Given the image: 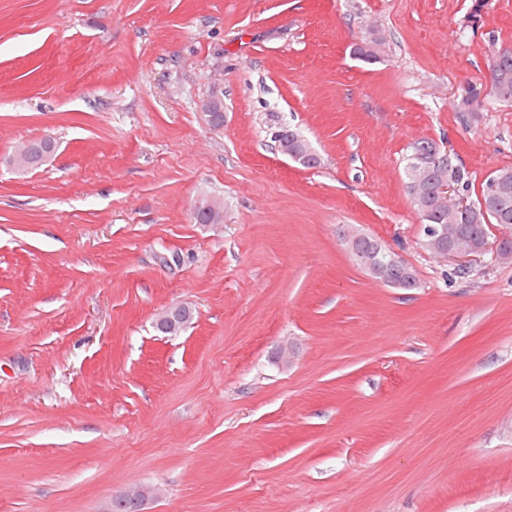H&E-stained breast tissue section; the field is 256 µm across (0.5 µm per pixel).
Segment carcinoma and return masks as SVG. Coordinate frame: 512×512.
<instances>
[{
	"label": "carcinoma",
	"instance_id": "1",
	"mask_svg": "<svg viewBox=\"0 0 512 512\" xmlns=\"http://www.w3.org/2000/svg\"><path fill=\"white\" fill-rule=\"evenodd\" d=\"M378 37L365 38L354 44L353 55L367 63L380 59ZM490 73V87L498 98L512 102V52H498L487 65ZM280 151L299 156L298 163L305 168L320 165V157L298 131L284 127L275 135ZM435 142L420 140L410 146V155L406 165V177L410 188L414 209L421 219L423 229L422 246L431 252H437L446 243V239L428 235V225H441L448 237L474 246L490 234L493 225L512 226V169L501 168L494 171L482 185L480 196L472 202L467 211H458L446 203H440L430 195L433 184L452 177L458 183L463 194H469L471 186L468 172L453 161L444 163L434 153ZM27 157L26 169L41 165L54 151L55 145L49 139L27 142L20 146ZM347 244L357 264L375 279H382L378 261L384 259L387 249L373 236L357 229L349 228L344 233ZM385 284L405 291L419 287V281L412 267L385 281Z\"/></svg>",
	"mask_w": 512,
	"mask_h": 512
}]
</instances>
